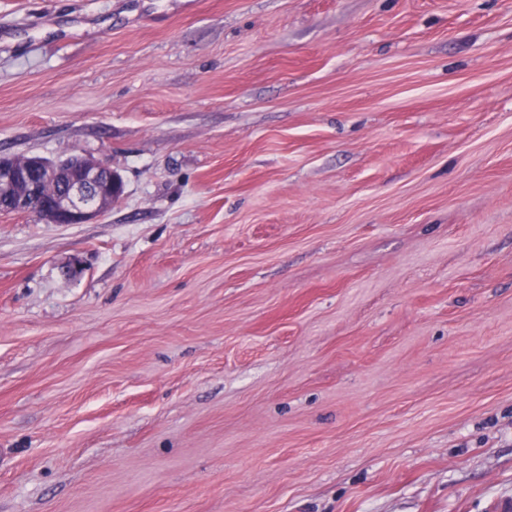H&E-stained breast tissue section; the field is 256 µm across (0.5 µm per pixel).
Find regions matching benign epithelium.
I'll use <instances>...</instances> for the list:
<instances>
[{
	"label": "benign epithelium",
	"mask_w": 512,
	"mask_h": 512,
	"mask_svg": "<svg viewBox=\"0 0 512 512\" xmlns=\"http://www.w3.org/2000/svg\"><path fill=\"white\" fill-rule=\"evenodd\" d=\"M58 185L55 202H40L42 184ZM122 176L102 161L72 156L49 161L0 157V212H24L48 224H85L123 196Z\"/></svg>",
	"instance_id": "benign-epithelium-1"
}]
</instances>
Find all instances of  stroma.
<instances>
[{"label": "stroma", "mask_w": 512, "mask_h": 512, "mask_svg": "<svg viewBox=\"0 0 512 512\" xmlns=\"http://www.w3.org/2000/svg\"><path fill=\"white\" fill-rule=\"evenodd\" d=\"M0 155V512L512 501V0H0ZM29 171L42 179L38 185L28 182L22 192L17 185ZM49 182L60 189L50 207L40 202L42 185ZM124 191L122 176L102 161L83 156L53 162L40 156L0 157V212L33 213L48 224H85L105 213Z\"/></svg>", "instance_id": "stroma-1"}]
</instances>
